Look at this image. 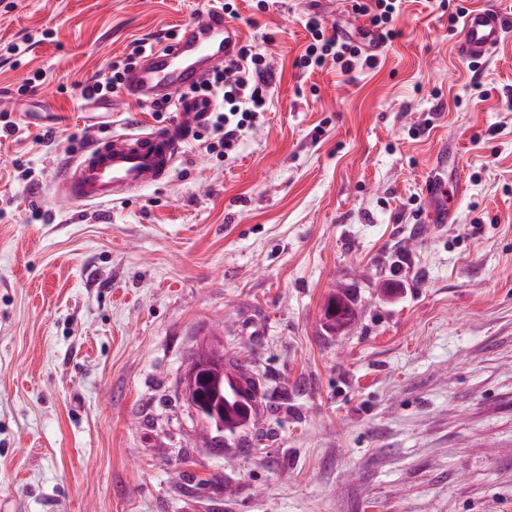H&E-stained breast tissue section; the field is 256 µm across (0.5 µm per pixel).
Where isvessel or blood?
Returning <instances> with one entry per match:
<instances>
[{
    "mask_svg": "<svg viewBox=\"0 0 512 512\" xmlns=\"http://www.w3.org/2000/svg\"><path fill=\"white\" fill-rule=\"evenodd\" d=\"M509 37L512 21L503 12L476 8L462 20L456 51L470 59H481ZM240 41L239 29L224 19L222 0H213L212 8L190 22L179 40L153 44L128 73L124 95L131 101L176 104L184 116L183 126L116 133L93 140L61 182L60 193L86 205L102 204L160 180L183 152L184 125L202 122L214 109L212 99L188 96V89L206 79L208 63L230 58ZM425 195V223H449L454 209L444 183L430 181Z\"/></svg>",
    "mask_w": 512,
    "mask_h": 512,
    "instance_id": "1",
    "label": "vessel or blood"
}]
</instances>
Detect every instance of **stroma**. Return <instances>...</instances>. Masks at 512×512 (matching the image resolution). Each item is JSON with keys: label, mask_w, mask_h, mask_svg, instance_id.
<instances>
[{"label": "stroma", "mask_w": 512, "mask_h": 512, "mask_svg": "<svg viewBox=\"0 0 512 512\" xmlns=\"http://www.w3.org/2000/svg\"><path fill=\"white\" fill-rule=\"evenodd\" d=\"M255 5L235 25L274 93L236 151L202 130L158 184L82 205L55 187L90 137L180 119L83 85L209 2L0 0V512H512V40L470 70L447 9L402 0L376 69L304 75L308 15L365 19ZM444 143L461 194L426 224ZM211 341L260 411L220 448L184 395Z\"/></svg>", "instance_id": "stroma-1"}]
</instances>
